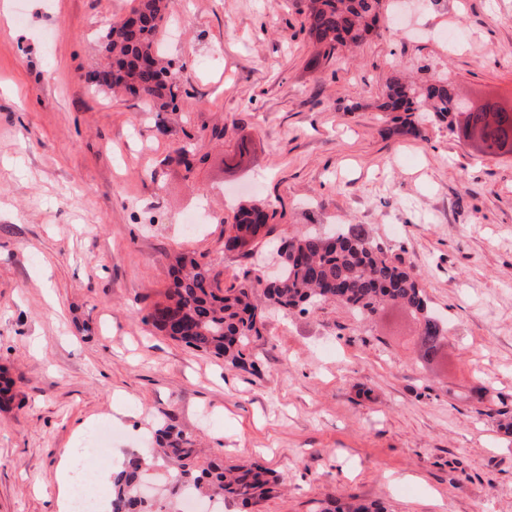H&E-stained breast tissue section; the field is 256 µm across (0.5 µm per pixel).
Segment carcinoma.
<instances>
[{
  "mask_svg": "<svg viewBox=\"0 0 512 512\" xmlns=\"http://www.w3.org/2000/svg\"><path fill=\"white\" fill-rule=\"evenodd\" d=\"M134 2L131 11L137 15L136 24L129 27L116 22L103 30L107 62L92 70L88 80L96 92L120 88L144 99L151 112L174 110L182 93L179 69L163 60L158 49L159 30L174 0ZM304 2V29L319 55L326 58L340 47L360 44L390 21L387 0ZM379 108L392 114L398 133L411 136L419 135L424 124L433 120L448 122L452 131L454 117L463 114L466 135L477 139L486 154H512V106L488 99L466 110L447 77L425 86L395 77ZM271 218L265 205L241 203L233 223L225 225L224 235L235 243L238 253L248 255L261 240L273 236ZM275 254L279 272L266 281L260 296L252 285L226 288L195 259L176 257L166 301L155 304L149 314L153 327L174 341L244 369L245 348L262 336L269 311H304L308 306L338 302L358 315L372 317L392 303L416 315L424 358L441 357L447 328L435 316L419 278L360 226L350 224L332 234L299 233L280 240ZM148 452L170 465L171 497L193 490L219 503L211 512H224L226 498L257 504L278 485L276 477L258 462L226 467L202 460L192 442L169 424L156 430L155 447ZM147 466L146 458L133 452L122 470L112 474L110 512H153L140 494L141 475ZM325 512L386 510L379 503L349 496L335 499Z\"/></svg>",
  "mask_w": 512,
  "mask_h": 512,
  "instance_id": "carcinoma-1",
  "label": "carcinoma"
}]
</instances>
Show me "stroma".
I'll list each match as a JSON object with an SVG mask.
<instances>
[{
  "label": "stroma",
  "instance_id": "35a3bbf8",
  "mask_svg": "<svg viewBox=\"0 0 512 512\" xmlns=\"http://www.w3.org/2000/svg\"><path fill=\"white\" fill-rule=\"evenodd\" d=\"M132 0H0V512H56L66 448L101 427L122 466L163 422L280 489L224 512H512V155L441 123L392 132L397 75H443L512 103V0H417L390 30L311 64L303 0H177L160 36L173 112L92 92L106 21ZM247 153H239L240 144ZM202 162L175 163L180 148ZM260 201L279 236L359 224L421 280L448 324L440 362L389 307L268 315L244 370L155 330L169 259L224 286L270 265L224 249ZM324 512H386V510L379 503H365L356 496H348L344 499L336 498L332 502V508H327Z\"/></svg>",
  "mask_w": 512,
  "mask_h": 512
}]
</instances>
